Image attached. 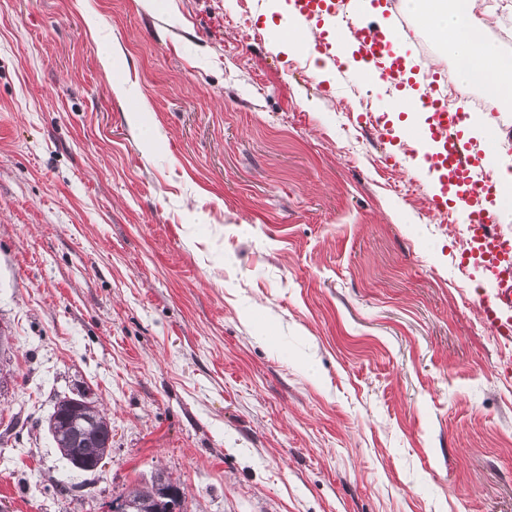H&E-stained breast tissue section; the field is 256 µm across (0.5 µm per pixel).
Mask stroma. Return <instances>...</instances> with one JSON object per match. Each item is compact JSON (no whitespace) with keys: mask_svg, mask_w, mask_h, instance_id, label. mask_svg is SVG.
Masks as SVG:
<instances>
[{"mask_svg":"<svg viewBox=\"0 0 512 512\" xmlns=\"http://www.w3.org/2000/svg\"><path fill=\"white\" fill-rule=\"evenodd\" d=\"M272 2L0 0V512H112L159 471L184 512H512L463 216ZM87 388L93 472L47 432ZM74 416H86L94 422L93 437L90 440L84 437L78 440L77 435L67 437L63 429L67 420ZM102 419L101 416L91 414L83 408L82 396L79 392L76 397L65 396L56 403L54 411L48 419L47 430L60 455L71 465L86 471L75 466V461L79 459L82 462H90L97 469L106 464V461L103 460L109 458L110 448H112V425L109 421L104 422Z\"/></svg>","mask_w":512,"mask_h":512,"instance_id":"obj_1","label":"stroma"}]
</instances>
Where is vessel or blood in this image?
<instances>
[{
  "instance_id": "vessel-or-blood-1",
  "label": "vessel or blood",
  "mask_w": 512,
  "mask_h": 512,
  "mask_svg": "<svg viewBox=\"0 0 512 512\" xmlns=\"http://www.w3.org/2000/svg\"><path fill=\"white\" fill-rule=\"evenodd\" d=\"M365 0H291L296 17L318 32L317 52L335 59L336 45L328 26L338 19L351 20L350 33L368 68L370 79L382 81L388 92L400 95L406 85L422 81L428 90L422 107L428 129L411 135V146L427 144L424 163L434 181L430 200L434 210L454 204L465 215L477 263L496 283L494 292L483 295L481 308L487 325L499 337L512 338V234L499 228L496 210L497 183L486 172L483 152L467 134L468 114L463 106L448 103L446 82L423 64H408L392 48L388 32L363 22Z\"/></svg>"
}]
</instances>
